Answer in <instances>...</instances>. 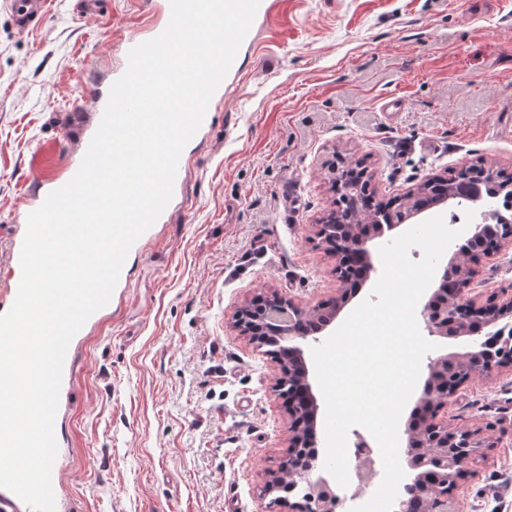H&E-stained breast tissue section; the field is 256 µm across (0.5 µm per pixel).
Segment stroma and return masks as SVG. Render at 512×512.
<instances>
[{
    "label": "stroma",
    "instance_id": "stroma-1",
    "mask_svg": "<svg viewBox=\"0 0 512 512\" xmlns=\"http://www.w3.org/2000/svg\"><path fill=\"white\" fill-rule=\"evenodd\" d=\"M135 20L125 0L103 16L50 0L23 31L0 9V261L39 147L107 86ZM230 83L182 201L74 342L57 512H290L263 495L288 454L278 367L234 313L272 291L306 307L339 296L313 240L329 164L366 159L383 200L465 162L512 173V0H288ZM470 287L512 294V245ZM438 418L479 443L459 512H512V370L471 380Z\"/></svg>",
    "mask_w": 512,
    "mask_h": 512
}]
</instances>
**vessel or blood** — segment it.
<instances>
[{
    "label": "vessel or blood",
    "mask_w": 512,
    "mask_h": 512,
    "mask_svg": "<svg viewBox=\"0 0 512 512\" xmlns=\"http://www.w3.org/2000/svg\"><path fill=\"white\" fill-rule=\"evenodd\" d=\"M8 2L16 25L22 28L42 21L49 12L48 0H8ZM170 17L169 0H162L160 16H146L140 33L128 38L127 47H135L161 34L166 29ZM106 102V97L102 96L97 99L96 108L89 115L86 131L77 145L68 144L63 147L64 167H56L54 157L50 156L47 157L43 169L34 173L33 181L38 185L39 191L34 195H26L23 206L24 213L28 214L36 210L49 193L64 186L75 175L99 126ZM23 240L24 236L20 233L12 238L8 258L5 263L0 264V278L8 281V294L12 297L16 296L21 279L20 251Z\"/></svg>",
    "instance_id": "vessel-or-blood-1"
}]
</instances>
